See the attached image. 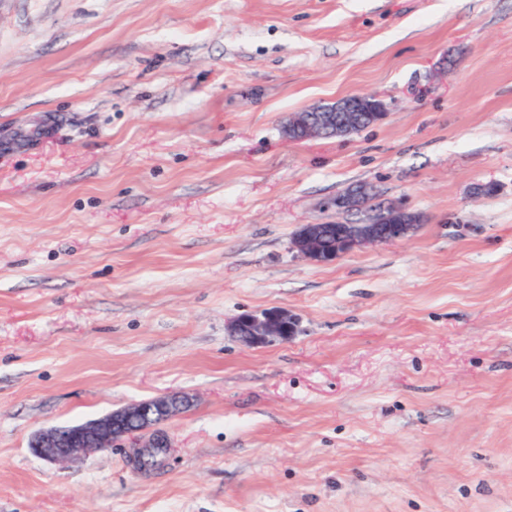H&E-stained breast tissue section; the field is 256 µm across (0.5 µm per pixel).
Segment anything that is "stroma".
<instances>
[{"mask_svg": "<svg viewBox=\"0 0 512 512\" xmlns=\"http://www.w3.org/2000/svg\"><path fill=\"white\" fill-rule=\"evenodd\" d=\"M267 309L296 336H232ZM170 395L154 466L30 448ZM0 512H512V0H0ZM386 104L374 94H353L342 97L333 105H316L303 112L289 117L283 127L284 135L293 139L302 130L304 137L323 136L329 129L332 135H342L357 121V113L364 112L366 117L374 124L381 121L387 114ZM371 122H362L353 129L361 131L372 125ZM388 224H325L329 235L327 244H336L331 249H322L319 239L322 236L321 224H303L293 238L294 248L300 255L317 264L332 263L340 255L362 244H389L400 241L413 229L412 213L401 206L391 208ZM337 226V228H336ZM230 329L240 341L241 330H245L247 347H258L292 338L297 333V323L287 311L265 310L260 313H241L232 321Z\"/></svg>", "mask_w": 512, "mask_h": 512, "instance_id": "1", "label": "stroma"}]
</instances>
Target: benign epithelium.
Returning a JSON list of instances; mask_svg holds the SVG:
<instances>
[{"mask_svg": "<svg viewBox=\"0 0 512 512\" xmlns=\"http://www.w3.org/2000/svg\"><path fill=\"white\" fill-rule=\"evenodd\" d=\"M377 123L386 116V104L374 94H353L342 97L332 105H316L289 117L283 127L287 138L304 133L306 137L324 135L328 130L339 136L357 121V113ZM367 197L364 189L351 190L336 197L332 205L351 210L362 205ZM410 213L397 206L391 208L388 223L340 224L336 228V244L323 249L319 243L323 228L319 224L302 225L293 238L300 255L317 264L332 263L340 255L362 244L395 243L407 236L414 224ZM234 336L246 332L247 345L258 347L276 340H288L296 335L297 323L284 310L244 312L230 325ZM187 404L178 397H160L131 404L97 420L72 426H51L39 431L32 443L33 452L51 463L70 460L79 454L112 447L115 442L134 433H150L146 448H166L163 433L154 432L161 421L177 414Z\"/></svg>", "mask_w": 512, "mask_h": 512, "instance_id": "benign-epithelium-1", "label": "benign epithelium"}]
</instances>
